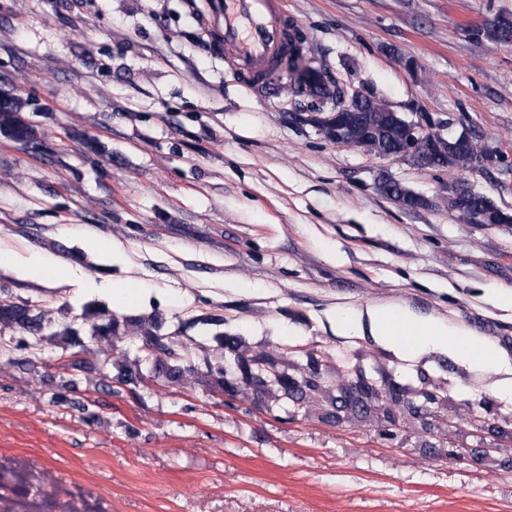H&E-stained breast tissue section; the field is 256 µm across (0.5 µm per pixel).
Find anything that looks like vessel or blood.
<instances>
[{
  "label": "vessel or blood",
  "mask_w": 512,
  "mask_h": 512,
  "mask_svg": "<svg viewBox=\"0 0 512 512\" xmlns=\"http://www.w3.org/2000/svg\"><path fill=\"white\" fill-rule=\"evenodd\" d=\"M230 70L266 82L289 45L286 14L273 0H210Z\"/></svg>",
  "instance_id": "1"
}]
</instances>
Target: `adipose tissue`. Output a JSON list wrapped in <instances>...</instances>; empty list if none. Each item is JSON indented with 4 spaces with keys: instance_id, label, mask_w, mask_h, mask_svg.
Listing matches in <instances>:
<instances>
[{
    "instance_id": "ef3b65f1",
    "label": "adipose tissue",
    "mask_w": 512,
    "mask_h": 512,
    "mask_svg": "<svg viewBox=\"0 0 512 512\" xmlns=\"http://www.w3.org/2000/svg\"><path fill=\"white\" fill-rule=\"evenodd\" d=\"M380 336L393 341L409 338L413 345L436 343L448 348L468 363L482 368L512 370V358L491 342L463 338L455 328L405 312L381 311L376 318Z\"/></svg>"
}]
</instances>
